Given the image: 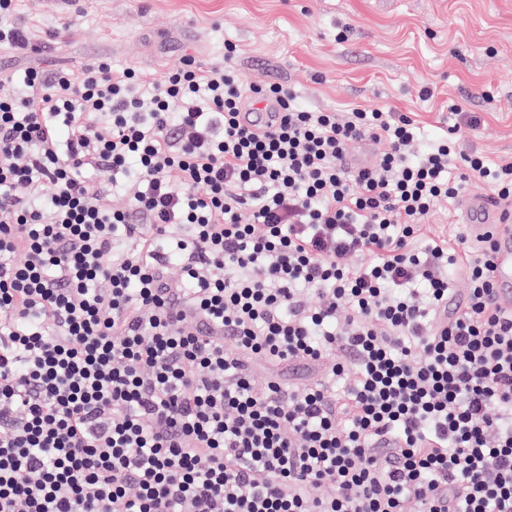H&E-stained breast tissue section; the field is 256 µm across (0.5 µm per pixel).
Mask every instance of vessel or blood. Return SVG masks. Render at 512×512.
<instances>
[{
  "mask_svg": "<svg viewBox=\"0 0 512 512\" xmlns=\"http://www.w3.org/2000/svg\"><path fill=\"white\" fill-rule=\"evenodd\" d=\"M462 217L475 236L492 233L493 300L500 308L512 310V218L501 212L485 195L466 199L462 205Z\"/></svg>",
  "mask_w": 512,
  "mask_h": 512,
  "instance_id": "b4317fda",
  "label": "vessel or blood"
}]
</instances>
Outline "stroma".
I'll return each mask as SVG.
<instances>
[{"mask_svg": "<svg viewBox=\"0 0 512 512\" xmlns=\"http://www.w3.org/2000/svg\"><path fill=\"white\" fill-rule=\"evenodd\" d=\"M9 22L39 50L0 52L4 68L108 57L157 80L230 44L244 83H283L312 110L412 112L424 139L459 107L479 119L467 145L512 162V0H17Z\"/></svg>", "mask_w": 512, "mask_h": 512, "instance_id": "stroma-1", "label": "stroma"}]
</instances>
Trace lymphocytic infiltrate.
I'll list each match as a JSON object with an SVG mask.
<instances>
[{
  "label": "lymphocytic infiltrate",
  "instance_id": "lymphocytic-infiltrate-1",
  "mask_svg": "<svg viewBox=\"0 0 512 512\" xmlns=\"http://www.w3.org/2000/svg\"><path fill=\"white\" fill-rule=\"evenodd\" d=\"M5 86L0 512H512L492 238L423 230L472 181L512 200L475 119L423 142L386 105L312 111L230 46L158 82L100 59ZM363 140L386 149L346 167ZM292 363L319 379L252 378Z\"/></svg>",
  "mask_w": 512,
  "mask_h": 512
}]
</instances>
